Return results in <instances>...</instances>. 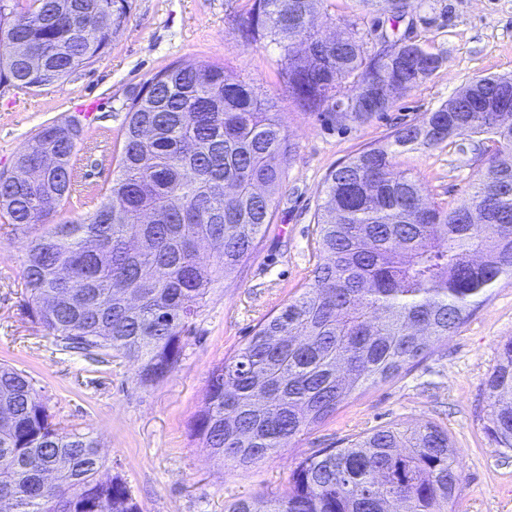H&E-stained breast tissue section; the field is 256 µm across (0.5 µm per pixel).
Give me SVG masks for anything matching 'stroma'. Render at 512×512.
<instances>
[{
  "mask_svg": "<svg viewBox=\"0 0 512 512\" xmlns=\"http://www.w3.org/2000/svg\"><path fill=\"white\" fill-rule=\"evenodd\" d=\"M247 0H133L125 27L94 63L63 84L22 92L0 87V172H14L17 155L43 126L77 120L84 139L103 129L120 133L124 105L170 63L213 61L273 100L296 147L274 218L257 252L216 282L185 337L177 367L140 385L120 357L94 363L57 350L26 308L23 269L29 241L47 232L0 226V363L26 371L57 420L95 438L110 473L127 483L142 512H224L228 503L287 491L296 462L321 448L390 423L432 421L447 428L463 466L448 512H512V449L487 430L485 381L502 343L512 339V278L498 279L448 340L399 376L355 393L334 416L288 447L247 467L224 464L199 448L191 424L213 368L233 355L255 326L308 285L317 262L315 213L326 175L368 144L422 121L473 79L512 74V0H408L393 22L360 0L319 7L323 31L336 19L356 22L369 51L385 33L426 44L443 64L393 107L368 120L305 112L288 98L272 48L245 45L237 22ZM494 150L479 137L397 156L429 202L455 204L485 171Z\"/></svg>",
  "mask_w": 512,
  "mask_h": 512,
  "instance_id": "1",
  "label": "stroma"
}]
</instances>
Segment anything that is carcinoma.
<instances>
[{
  "mask_svg": "<svg viewBox=\"0 0 512 512\" xmlns=\"http://www.w3.org/2000/svg\"><path fill=\"white\" fill-rule=\"evenodd\" d=\"M326 0H248L238 33L279 50L288 97L305 112L342 102L366 120L437 71L421 43L382 37L364 50L354 23L330 40L314 26ZM132 0H0V86L29 90L96 61ZM37 54L40 65H30ZM112 186L90 215L61 220L27 246L33 317L60 351L128 359L143 385L168 375L218 279L249 259L274 216L291 143L274 102L220 63L174 62L125 104ZM496 145L484 174L452 206L428 205L397 156L451 138ZM87 141L74 122L43 127L18 158L36 182L0 174V217L50 224L70 201ZM320 258L311 283L208 379L192 437L250 467L331 417L355 392L398 376L454 334L495 281L512 277V77L485 76L424 119L358 151L325 177ZM487 429L512 449V340L485 383ZM0 498L13 512H141L105 473L98 443L54 421L33 378L0 365ZM448 430L392 424L293 469L288 492L225 512H448L461 482Z\"/></svg>",
  "mask_w": 512,
  "mask_h": 512,
  "instance_id": "carcinoma-1",
  "label": "carcinoma"
}]
</instances>
